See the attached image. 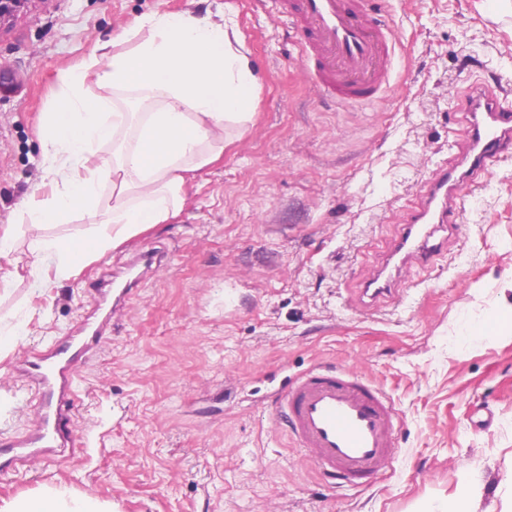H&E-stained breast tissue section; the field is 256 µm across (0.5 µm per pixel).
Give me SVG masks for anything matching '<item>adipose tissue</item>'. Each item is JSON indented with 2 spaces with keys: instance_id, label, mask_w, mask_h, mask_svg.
Instances as JSON below:
<instances>
[{
  "instance_id": "obj_1",
  "label": "adipose tissue",
  "mask_w": 512,
  "mask_h": 512,
  "mask_svg": "<svg viewBox=\"0 0 512 512\" xmlns=\"http://www.w3.org/2000/svg\"><path fill=\"white\" fill-rule=\"evenodd\" d=\"M128 50L97 44L70 72L54 107L44 112L41 145L50 196L32 191L20 204L29 226L30 273L43 260L67 278L132 237L175 218L186 201L191 173L220 160L255 115L258 78L229 18L184 11L153 14L126 29ZM95 72L100 97L83 88ZM126 93L121 106L106 91ZM111 160H98L102 146ZM110 185L111 202H100ZM94 218L89 232L46 235L52 224ZM0 512H102L95 496L66 497L47 490L10 500Z\"/></svg>"
}]
</instances>
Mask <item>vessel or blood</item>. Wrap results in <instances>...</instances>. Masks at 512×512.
<instances>
[{"label":"vessel or blood","mask_w":512,"mask_h":512,"mask_svg":"<svg viewBox=\"0 0 512 512\" xmlns=\"http://www.w3.org/2000/svg\"><path fill=\"white\" fill-rule=\"evenodd\" d=\"M278 14L300 36L317 89L339 104L383 99L396 82V42L372 17L367 0H273ZM465 146L455 164L432 171L417 204L409 209L384 260L361 279L357 303L368 309L398 296L405 266L429 267L448 250V234L462 223V190L512 159V103L483 86L472 88L466 108ZM100 342L86 323L69 336L28 353L19 369L39 398L30 434L0 448V473L17 463L50 458L67 445L66 414L75 395L76 363ZM273 410L304 455L330 479L357 486L384 470L396 446L398 413L391 396L350 368L315 366L277 393Z\"/></svg>","instance_id":"obj_1"}]
</instances>
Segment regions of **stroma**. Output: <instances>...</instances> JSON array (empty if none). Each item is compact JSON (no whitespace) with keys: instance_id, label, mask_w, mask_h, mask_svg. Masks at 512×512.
<instances>
[{"instance_id":"35a3bbf8","label":"stroma","mask_w":512,"mask_h":512,"mask_svg":"<svg viewBox=\"0 0 512 512\" xmlns=\"http://www.w3.org/2000/svg\"><path fill=\"white\" fill-rule=\"evenodd\" d=\"M391 19L400 79L368 107L342 108L305 79L301 48L272 0H23L0 19V229L18 275L0 314L28 332L0 356V442L25 438L34 389L14 370L66 335L100 279L156 252L79 368L74 438L54 460L0 478V502L46 488L94 495L109 512H427L458 489L474 512L512 507V335L466 336L501 307L512 278V161L481 178L435 268H405L401 301L356 305L368 264L465 136L471 85L512 87V7L503 0H370ZM226 12L259 78L256 115L197 172L169 223L69 279L28 271L19 202L42 184V112L66 71L136 20ZM316 363L357 369L399 413L397 455L362 486L335 487L270 415Z\"/></svg>"}]
</instances>
